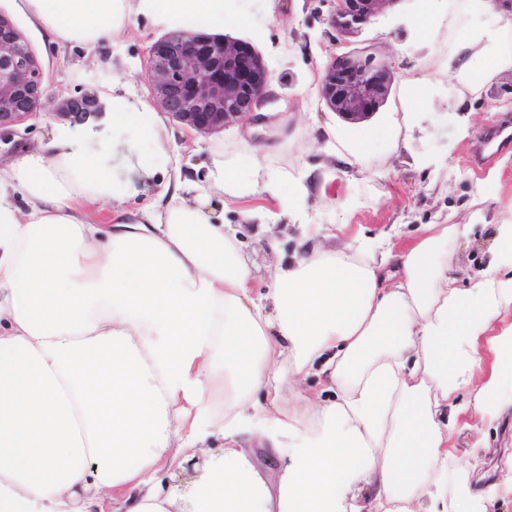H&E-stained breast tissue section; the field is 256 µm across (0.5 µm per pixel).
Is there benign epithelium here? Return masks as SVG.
<instances>
[{"label": "benign epithelium", "instance_id": "7a95c632", "mask_svg": "<svg viewBox=\"0 0 512 512\" xmlns=\"http://www.w3.org/2000/svg\"><path fill=\"white\" fill-rule=\"evenodd\" d=\"M327 23L351 35L369 24L395 0H332ZM12 17L0 11V128L40 114L44 106V74L32 72V51L19 43ZM150 85L160 109L187 129L202 135L219 133L246 117L255 126L269 117L261 109L275 96L269 90L270 71L248 42L226 35L171 33L149 49ZM394 72L369 51L334 53L323 65L319 97L349 123L362 122L386 102ZM98 111L91 94L60 101L62 118Z\"/></svg>", "mask_w": 512, "mask_h": 512}]
</instances>
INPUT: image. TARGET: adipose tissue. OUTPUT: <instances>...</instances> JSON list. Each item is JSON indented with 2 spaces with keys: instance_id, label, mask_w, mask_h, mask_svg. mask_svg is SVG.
Segmentation results:
<instances>
[{
  "instance_id": "obj_1",
  "label": "adipose tissue",
  "mask_w": 512,
  "mask_h": 512,
  "mask_svg": "<svg viewBox=\"0 0 512 512\" xmlns=\"http://www.w3.org/2000/svg\"><path fill=\"white\" fill-rule=\"evenodd\" d=\"M275 2L17 5L54 47L92 50L139 20L188 34L232 21L259 40ZM469 6L490 53L462 39L448 70L482 85L512 70V11ZM103 103L111 134L57 123L0 164V512H487L512 492V478L476 490L448 466L459 390L484 421L512 407V221L467 288L448 252L471 225H423L397 251L331 248L333 225L308 223L257 292L224 209L260 193L296 216L303 179L243 139L214 151L205 182L129 219L135 179L167 171L169 134L125 90ZM482 349L493 361L477 376ZM255 443L281 461L278 481Z\"/></svg>"
}]
</instances>
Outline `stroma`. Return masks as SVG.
Returning <instances> with one entry per match:
<instances>
[{"mask_svg":"<svg viewBox=\"0 0 512 512\" xmlns=\"http://www.w3.org/2000/svg\"><path fill=\"white\" fill-rule=\"evenodd\" d=\"M450 4L437 21L432 45L422 47L413 30L421 0H395L347 39L327 23L328 0H278L274 16L261 20L265 41L259 46L274 80L276 100L266 107L269 126L258 133L243 120L203 137L169 122L173 139L167 151L184 178L202 179L215 147L249 136L255 145H276L269 158L272 165L297 176L310 174L312 185L301 221L274 225L267 233L260 219L243 221L241 210L271 208V201L260 195L240 200L237 208L224 214L226 223L240 228L255 290H263L278 257L299 252L301 224L310 220L342 225L340 237L346 241L365 236L396 247L410 244L422 225L471 220L475 228L455 243L453 263L465 278L489 261L493 227L512 219V147L498 151L483 148L482 142L504 116H512V70L492 83L470 88L440 69V61L456 52L458 40L475 22L466 0ZM0 10L13 14L39 53L47 87L42 114L0 133L1 161L45 136L59 98L86 92L102 96L121 82L133 95L151 99L149 48L159 33L147 24L133 25L128 35L94 52L78 47L58 50L16 14L14 0H0ZM365 47L392 65L395 82L370 120L352 124L320 102L316 78L330 53ZM417 75L428 76L429 85L409 87L408 78ZM465 124L470 135L462 140L458 131ZM321 127L335 129L346 140L367 139L359 164L351 168L331 155L325 140L316 136ZM270 234L278 239L280 254L264 248ZM448 463L460 468L476 488L512 475V408L490 424L472 413L461 414Z\"/></svg>","mask_w":512,"mask_h":512,"instance_id":"stroma-1","label":"stroma"}]
</instances>
